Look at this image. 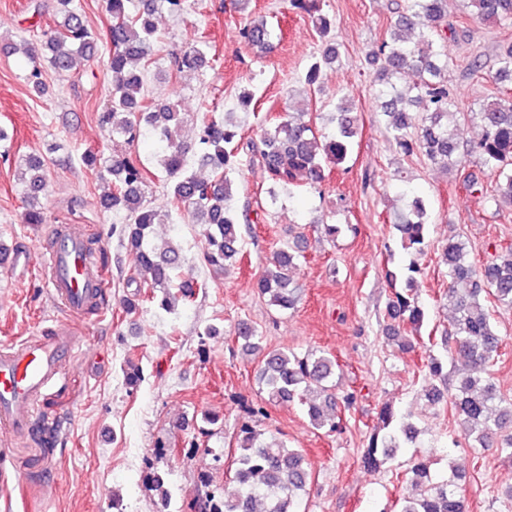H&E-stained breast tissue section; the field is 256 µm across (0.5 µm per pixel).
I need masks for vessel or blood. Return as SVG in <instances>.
I'll list each match as a JSON object with an SVG mask.
<instances>
[{"label": "vessel or blood", "instance_id": "1", "mask_svg": "<svg viewBox=\"0 0 512 512\" xmlns=\"http://www.w3.org/2000/svg\"><path fill=\"white\" fill-rule=\"evenodd\" d=\"M47 293L67 312L48 334L0 347V432L20 438L30 431L42 393L73 359L76 330L90 312H103L102 276L87 253V237L75 224H52L46 231Z\"/></svg>", "mask_w": 512, "mask_h": 512}]
</instances>
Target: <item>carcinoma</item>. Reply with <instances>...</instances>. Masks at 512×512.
I'll list each match as a JSON object with an SVG mask.
<instances>
[{
	"label": "carcinoma",
	"instance_id": "obj_1",
	"mask_svg": "<svg viewBox=\"0 0 512 512\" xmlns=\"http://www.w3.org/2000/svg\"><path fill=\"white\" fill-rule=\"evenodd\" d=\"M469 15L480 23L512 24V0H465ZM61 19L42 31L39 42L28 45L24 55L37 56L46 65L34 67L27 77L30 90L42 96L49 79L68 74L77 59H91L98 49L110 46L108 67L113 74L112 90L100 121L112 142L128 146L144 134L158 144L157 163L167 177V189L176 205L187 208L191 222L203 225V260L215 274L226 273L237 263L244 248L241 225L252 223L250 209L238 212L230 202L235 196L229 174L239 168L243 158L261 162L267 171L268 196L276 200L278 191L293 186L316 187L332 169L349 159L360 134L353 108L347 100L336 103L329 113L333 132L320 137L310 121L308 108L286 111L271 125L261 129L257 139L242 141L234 113L224 117H202L197 140L189 144L178 138L184 116L169 101L151 96L145 63L151 60L159 40L158 17L162 11L180 14L187 0H105L111 18L103 32L90 28L81 5L75 0H57ZM291 9L306 15L320 37L326 38L331 21L323 12V0H289ZM456 33L448 22V0H403L390 21L377 49L369 54L373 68L372 87L383 133L409 158L421 155L431 164L457 171L467 187L485 202L512 205V43L499 47L495 54L491 100L475 113L481 134L464 142L458 134L461 113L453 110L455 97L448 86L447 33ZM240 42L264 52L278 34L267 20L254 19L238 30ZM335 44L328 43L318 60L308 68L304 81V102L317 93L322 67L339 59ZM209 63V46L193 45L175 59L176 71L202 70ZM197 154L199 163L210 169L208 179L188 171V154ZM479 157L494 182L485 185L459 168L463 153ZM87 165L112 176V190L100 199L101 207L125 213L119 233L125 247L139 267L151 276L148 300L170 310L186 296L188 281L181 278L182 253L176 246L158 247L152 243L150 229L166 215L146 204L149 178L138 160L115 154L107 161L89 152ZM47 161L29 155L22 162L24 217L28 224L45 222L41 198L46 192ZM396 229L399 246L409 263L399 271H386L391 293L385 306L386 335L402 353L421 344V329L428 314L419 301L423 268L427 254L428 204L419 196L404 198ZM300 255L290 240L280 243L270 267L254 284L258 295L281 310L292 309L299 300L294 287ZM442 262L447 268L446 298L453 318L444 330L441 345L451 355L428 351L422 360L427 386L425 396L435 404L448 402L465 425L467 435L484 448L494 442L504 461L512 464V397L500 396L489 377V369L500 356L502 338L491 321L489 306L512 308V247H506L477 267L468 260L466 244L455 238L442 247ZM242 350L255 356L257 374L270 403L295 399L305 406L310 424L328 433L342 429L338 403L350 409L351 393L337 396L336 359L324 352L297 353L288 349L267 350L256 328L239 325L235 332ZM461 363L462 374L448 387V358ZM267 415L265 408L248 407L237 432L234 479L239 492L229 499L206 497L204 512H299L312 473L302 450L290 448L272 435L257 429V418ZM416 426L397 416L384 405L378 414L362 463L371 469L382 467L397 449L417 437ZM416 494L403 498L398 512H465L458 486L450 481L432 482L429 465L416 460L410 467Z\"/></svg>",
	"mask_w": 512,
	"mask_h": 512
}]
</instances>
